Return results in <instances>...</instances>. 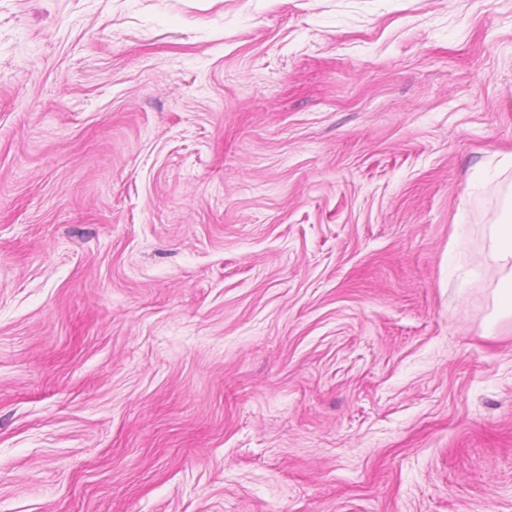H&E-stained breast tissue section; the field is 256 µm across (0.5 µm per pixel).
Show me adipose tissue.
<instances>
[{
	"label": "adipose tissue",
	"mask_w": 512,
	"mask_h": 512,
	"mask_svg": "<svg viewBox=\"0 0 512 512\" xmlns=\"http://www.w3.org/2000/svg\"><path fill=\"white\" fill-rule=\"evenodd\" d=\"M504 197V208L496 213L490 229V252L497 266L498 281L494 300L498 316L512 318V184L500 188Z\"/></svg>",
	"instance_id": "ef3b65f1"
}]
</instances>
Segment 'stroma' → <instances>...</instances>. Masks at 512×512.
I'll return each mask as SVG.
<instances>
[{"label":"stroma","mask_w":512,"mask_h":512,"mask_svg":"<svg viewBox=\"0 0 512 512\" xmlns=\"http://www.w3.org/2000/svg\"><path fill=\"white\" fill-rule=\"evenodd\" d=\"M512 0H0V512H512ZM501 183L495 190L504 196V208L497 212L488 224L490 229V252L497 266L498 281L494 290L498 320L512 318V184L504 188Z\"/></svg>","instance_id":"1"}]
</instances>
